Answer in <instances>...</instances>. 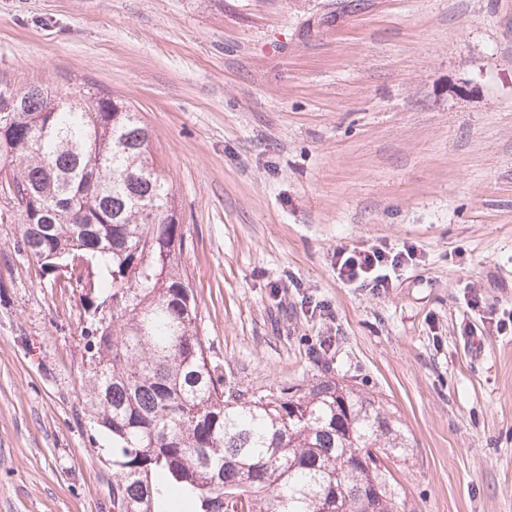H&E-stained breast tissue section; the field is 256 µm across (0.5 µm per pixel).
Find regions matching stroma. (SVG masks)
Returning <instances> with one entry per match:
<instances>
[{
    "label": "stroma",
    "mask_w": 512,
    "mask_h": 512,
    "mask_svg": "<svg viewBox=\"0 0 512 512\" xmlns=\"http://www.w3.org/2000/svg\"><path fill=\"white\" fill-rule=\"evenodd\" d=\"M74 76L153 132L225 385H358L413 512H512V331L465 299L512 312V0H0V79ZM17 231L0 197V512H112L79 293ZM380 243L392 288L337 279ZM336 277L342 282L370 288H390V271L396 272L413 260L412 247L387 248L377 245H340L336 248Z\"/></svg>",
    "instance_id": "obj_1"
}]
</instances>
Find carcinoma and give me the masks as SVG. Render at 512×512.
I'll return each mask as SVG.
<instances>
[{
  "instance_id": "cac0c4a2",
  "label": "carcinoma",
  "mask_w": 512,
  "mask_h": 512,
  "mask_svg": "<svg viewBox=\"0 0 512 512\" xmlns=\"http://www.w3.org/2000/svg\"><path fill=\"white\" fill-rule=\"evenodd\" d=\"M0 175L17 249L112 301L84 328V405L112 435V512H407L387 461L401 423L374 394L332 377L277 394L224 387L197 327L184 235L153 135L129 102L75 79L0 87Z\"/></svg>"
}]
</instances>
